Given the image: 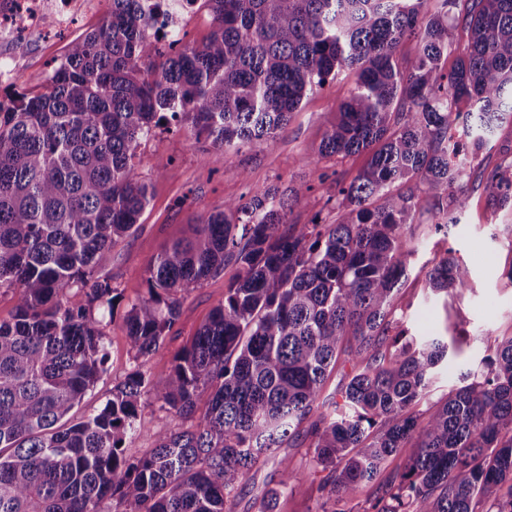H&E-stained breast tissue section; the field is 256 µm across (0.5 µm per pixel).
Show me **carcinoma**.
Here are the masks:
<instances>
[{
    "label": "carcinoma",
    "instance_id": "cac0c4a2",
    "mask_svg": "<svg viewBox=\"0 0 512 512\" xmlns=\"http://www.w3.org/2000/svg\"><path fill=\"white\" fill-rule=\"evenodd\" d=\"M204 2L208 41H169L153 72L163 56L153 9L110 0L48 91L15 92L0 112V288L17 293L12 321L0 322V512H233L238 486L306 421L303 476L326 473L312 512H352L359 487L402 448L415 453L376 512H512V337H478L482 368L420 411L454 350L411 335L393 310L424 200L445 236L477 180L490 206L512 205V164L472 166L512 124V0H442L467 36L456 49L448 12L426 16L423 0ZM412 36L418 53L401 68L396 48ZM341 70L355 87L319 155L368 154L337 185L344 218L290 224L303 189L275 186L200 217L149 264L147 296L128 303L135 368L100 410L73 420L106 371L105 313L119 300L97 267L149 203L134 162L141 141L175 121L219 162L275 138ZM228 264L237 274L224 301L153 378L146 364L179 318V294ZM425 277L434 293L467 288L449 250ZM341 365L343 404L320 414L323 382ZM154 403L189 426L160 429L149 454L126 456ZM279 466L258 512H276L291 488L290 462Z\"/></svg>",
    "mask_w": 512,
    "mask_h": 512
}]
</instances>
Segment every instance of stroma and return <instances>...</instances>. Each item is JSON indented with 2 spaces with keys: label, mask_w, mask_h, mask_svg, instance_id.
I'll return each instance as SVG.
<instances>
[{
  "label": "stroma",
  "mask_w": 512,
  "mask_h": 512,
  "mask_svg": "<svg viewBox=\"0 0 512 512\" xmlns=\"http://www.w3.org/2000/svg\"><path fill=\"white\" fill-rule=\"evenodd\" d=\"M355 86V77L343 72L309 93L292 113L286 128L274 139L241 151H230L215 161L211 148L195 142L185 128L161 126L142 145L135 158L138 171L149 185L150 201L137 230L121 241L103 261L100 274L111 277L122 301L117 304L107 329L109 362L106 373L91 387L76 409L84 416L100 409L112 389L134 367L124 316L128 301L145 296V270L150 261L171 241L185 237L199 216L223 210L225 202L247 199L250 190L308 186L304 198L294 205L289 223L333 224L341 213L328 204L335 179L351 181L365 166L366 155L319 158L320 144L336 117L338 106ZM312 164H304V157ZM421 246L409 259L410 274L395 297L397 310L409 317L417 335L449 332L459 339L458 359L440 369L430 387L428 403L442 400L461 386L466 370L476 369L486 353L479 333L512 336V209L488 206L483 185L469 187V205L460 222L447 235L435 233L431 221L415 227ZM452 250L466 290L449 291L447 297L430 294L423 267L434 252ZM236 275L235 266L181 297V315L169 331L163 349L149 362L153 378L165 377L173 356L187 345L197 328L207 321L212 309ZM173 413L152 406L145 410L143 428L125 442L127 455L135 457L153 448L151 435L159 429L182 428ZM310 438L299 429L260 463L235 497L234 512H257L264 491L281 478L279 461L288 458L299 475L293 492L281 497L277 512H311L320 495L318 482L304 479ZM413 451L401 449L362 486L352 504L354 512H368L382 491L403 472Z\"/></svg>",
  "instance_id": "35a3bbf8"
}]
</instances>
